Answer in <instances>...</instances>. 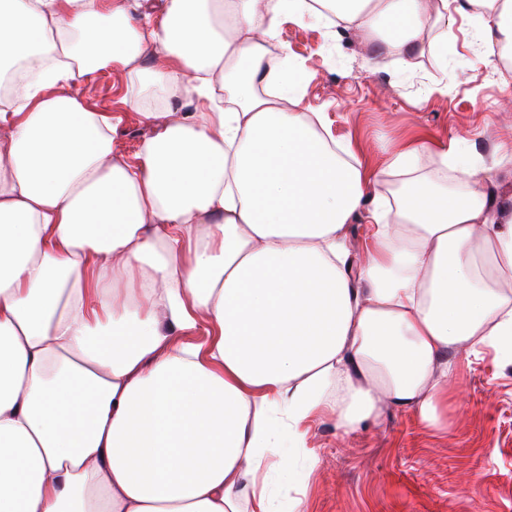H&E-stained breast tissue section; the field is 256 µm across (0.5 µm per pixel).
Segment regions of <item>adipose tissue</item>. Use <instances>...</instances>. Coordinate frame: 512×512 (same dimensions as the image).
I'll return each mask as SVG.
<instances>
[{"mask_svg":"<svg viewBox=\"0 0 512 512\" xmlns=\"http://www.w3.org/2000/svg\"><path fill=\"white\" fill-rule=\"evenodd\" d=\"M326 2L381 34L377 65L444 52L458 14L477 62L512 52V0ZM286 16L321 13L0 0V74L23 78L0 105V512H240L245 486L277 512L273 471L316 464L313 418L432 421L457 354L512 357V211L457 143L402 140L375 169L332 145L301 68L266 62ZM102 70L152 128L134 158L69 91Z\"/></svg>","mask_w":512,"mask_h":512,"instance_id":"adipose-tissue-1","label":"adipose tissue"}]
</instances>
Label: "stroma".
Returning <instances> with one entry per match:
<instances>
[{
	"label": "stroma",
	"mask_w": 512,
	"mask_h": 512,
	"mask_svg": "<svg viewBox=\"0 0 512 512\" xmlns=\"http://www.w3.org/2000/svg\"><path fill=\"white\" fill-rule=\"evenodd\" d=\"M476 26L456 16L447 58L424 55L407 72L375 68L351 28L322 20L284 21L270 50L303 69L301 110L326 113L331 134L351 141L368 166L378 165L382 147L414 134L460 141L488 161L512 144V65L496 54L475 64ZM70 90L112 114V144L132 157L149 129L124 101V78L103 70ZM310 444L318 462L291 492L304 512H512V362L491 353L457 358L438 424L391 408L348 434L324 414L310 425Z\"/></svg>",
	"instance_id": "1"
}]
</instances>
